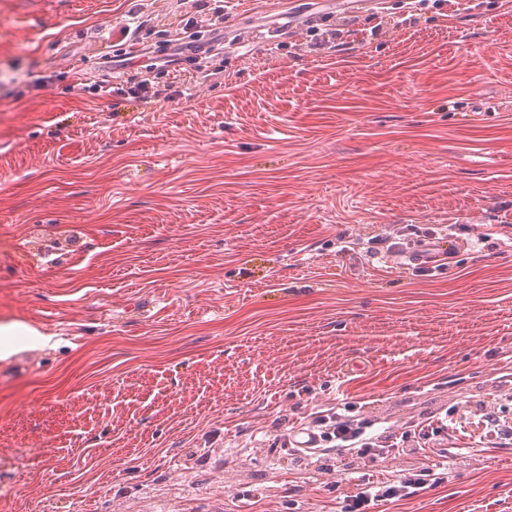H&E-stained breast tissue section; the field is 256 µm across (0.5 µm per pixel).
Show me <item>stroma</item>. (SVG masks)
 I'll return each mask as SVG.
<instances>
[{"mask_svg": "<svg viewBox=\"0 0 512 512\" xmlns=\"http://www.w3.org/2000/svg\"><path fill=\"white\" fill-rule=\"evenodd\" d=\"M184 0H0V512H512V0L429 6L323 57L352 0H233L190 99L98 95L104 25ZM79 227L82 255L55 237ZM448 269L381 264L428 235ZM51 253L27 263L30 241ZM143 313L129 312L132 303ZM351 409H344V402ZM424 451L386 461L285 439L318 413ZM13 336L37 338L39 333L35 329L23 324L0 325V358L11 354L13 346L10 345L9 339ZM440 475L442 474L435 473L433 469L425 468L402 474L399 479L389 483L375 484L367 481L358 484L362 487L351 494L340 491L338 481L330 482L327 489L331 493L336 491V499L339 500V512H369L375 502L412 497L418 495L421 491L441 484L444 477H440Z\"/></svg>", "mask_w": 512, "mask_h": 512, "instance_id": "stroma-1", "label": "stroma"}]
</instances>
